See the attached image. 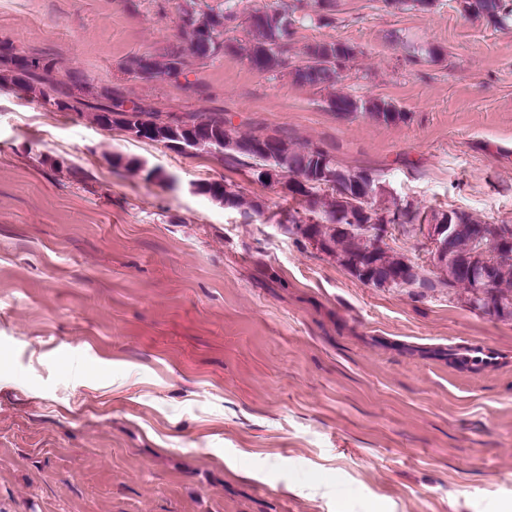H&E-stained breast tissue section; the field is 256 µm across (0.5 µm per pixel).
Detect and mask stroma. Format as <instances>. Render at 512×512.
Returning <instances> with one entry per match:
<instances>
[{
    "mask_svg": "<svg viewBox=\"0 0 512 512\" xmlns=\"http://www.w3.org/2000/svg\"><path fill=\"white\" fill-rule=\"evenodd\" d=\"M185 3L0 0V41L95 92L320 145L385 198L512 224V26L336 0L299 29L296 51L356 48L337 89L405 112L387 125L240 53L128 74L177 42ZM221 178L264 216L191 190ZM288 203L0 91V512H512V319L362 283L269 220ZM386 243L436 280L418 230ZM122 162L121 155H114L112 157V167L115 169H123L126 173H130L133 176H141L146 180L155 179L157 181H162L165 179V175L157 168H151L148 172L143 164V161L138 159H125L124 163L121 165H117ZM116 163V164H115Z\"/></svg>",
    "mask_w": 512,
    "mask_h": 512,
    "instance_id": "35a3bbf8",
    "label": "stroma"
}]
</instances>
